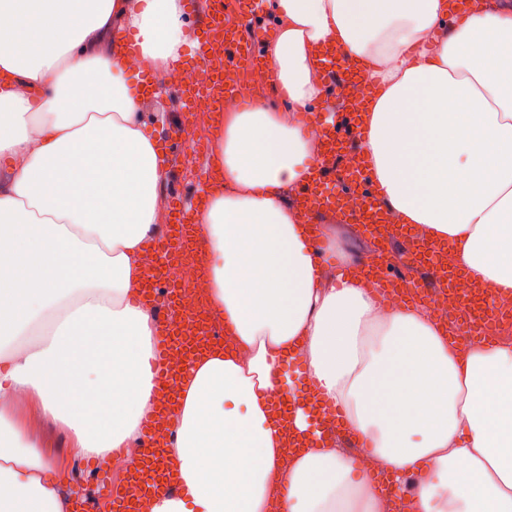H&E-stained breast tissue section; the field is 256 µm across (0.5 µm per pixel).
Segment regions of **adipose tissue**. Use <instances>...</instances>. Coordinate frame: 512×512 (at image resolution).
<instances>
[{"label":"adipose tissue","mask_w":512,"mask_h":512,"mask_svg":"<svg viewBox=\"0 0 512 512\" xmlns=\"http://www.w3.org/2000/svg\"><path fill=\"white\" fill-rule=\"evenodd\" d=\"M267 2L291 109L260 99L212 126L194 245L224 342L186 372L166 447L180 490L148 512H394L378 470L405 512H512V337L464 347L426 307L382 305L358 237L310 234L295 202L319 147L298 114L333 43L373 89L363 150L396 222L512 302V0L461 21L448 0ZM129 31L153 78L199 44L183 0H0V512H72L16 396L86 457L140 440L154 409L162 328L141 295L170 157L125 75ZM293 359L374 466L301 410L308 445L289 452L273 407L305 396Z\"/></svg>","instance_id":"obj_1"}]
</instances>
